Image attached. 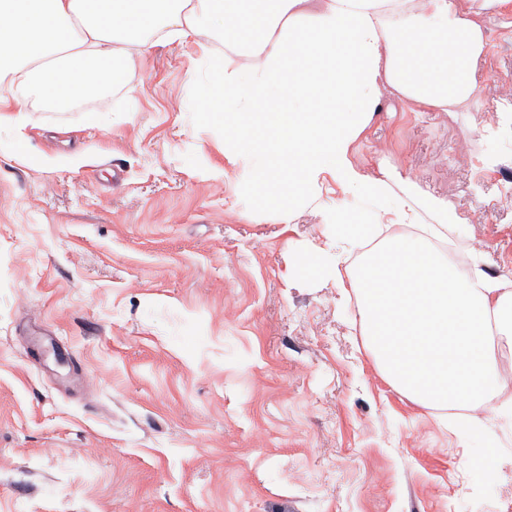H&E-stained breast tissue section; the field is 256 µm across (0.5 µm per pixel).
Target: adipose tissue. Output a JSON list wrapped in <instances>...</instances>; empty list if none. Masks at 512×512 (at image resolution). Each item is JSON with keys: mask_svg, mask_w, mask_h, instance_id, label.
<instances>
[{"mask_svg": "<svg viewBox=\"0 0 512 512\" xmlns=\"http://www.w3.org/2000/svg\"><path fill=\"white\" fill-rule=\"evenodd\" d=\"M0 0V72L14 112L68 106L98 80L121 84L129 48L150 35L221 37L257 48L202 92L228 153L252 159V197L289 220L325 171L349 191L381 198L393 173L350 160L384 92L445 109L476 93L480 25L452 0Z\"/></svg>", "mask_w": 512, "mask_h": 512, "instance_id": "1", "label": "adipose tissue"}]
</instances>
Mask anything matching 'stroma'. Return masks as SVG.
Segmentation results:
<instances>
[{"instance_id":"35a3bbf8","label":"stroma","mask_w":512,"mask_h":512,"mask_svg":"<svg viewBox=\"0 0 512 512\" xmlns=\"http://www.w3.org/2000/svg\"><path fill=\"white\" fill-rule=\"evenodd\" d=\"M481 2L453 0L484 32L477 93L386 96L352 144L397 174L378 202L326 172L289 222L258 205L203 114L214 67L246 66L215 38H154L75 111L0 114V512H512V414L395 389L336 286L366 253L337 225L406 197L512 284V0Z\"/></svg>"}]
</instances>
